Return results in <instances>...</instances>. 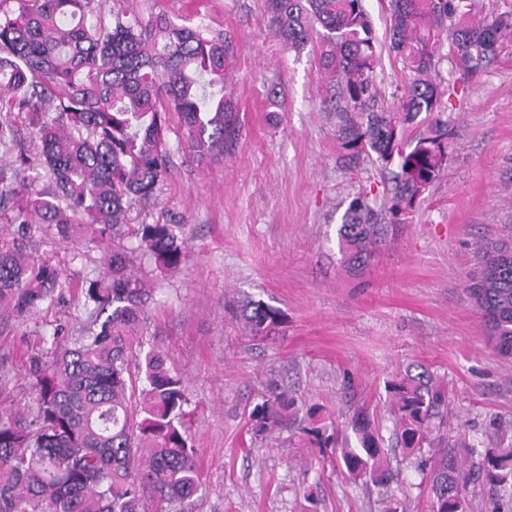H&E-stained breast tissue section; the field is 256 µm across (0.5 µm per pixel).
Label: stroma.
Segmentation results:
<instances>
[{"mask_svg": "<svg viewBox=\"0 0 512 512\" xmlns=\"http://www.w3.org/2000/svg\"><path fill=\"white\" fill-rule=\"evenodd\" d=\"M103 14L127 10L223 33L232 43L242 139L236 154L199 160L185 150L178 118L168 133L173 167L154 205H133L131 224H184L185 260L172 272L141 271L156 288L146 333L183 376L194 413L193 444L205 487L192 512H382L379 487H363L290 442L291 428L251 443L247 416L274 380L345 425L367 403L393 446L385 381L423 363L448 383V432L479 438L512 423V363L491 350L464 291L481 243L512 225V44L465 85L448 109L454 136L448 168L416 202L401 236L361 275L340 262L337 230L350 200L383 203L378 163L341 166L334 120L313 47L284 48L263 0H95ZM382 47L377 84L404 78L390 53L386 0H365ZM277 96H269V87ZM34 253L79 285L106 266L94 245L77 257L47 227ZM251 298L280 309L285 333L257 347L227 304ZM72 296L40 309L20 328H0V361L13 408L31 403L30 357L57 324L76 329ZM318 494L317 503L304 497ZM398 512H429L427 474L402 468L390 482Z\"/></svg>", "mask_w": 512, "mask_h": 512, "instance_id": "stroma-1", "label": "stroma"}]
</instances>
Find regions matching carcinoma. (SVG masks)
Listing matches in <instances>:
<instances>
[{"label": "carcinoma", "mask_w": 512, "mask_h": 512, "mask_svg": "<svg viewBox=\"0 0 512 512\" xmlns=\"http://www.w3.org/2000/svg\"><path fill=\"white\" fill-rule=\"evenodd\" d=\"M0 9V211L12 232L0 234V321L24 323L59 298L62 272L30 248L31 226L44 224L59 242L108 249L122 236L131 204L156 199L172 156L169 115L200 159L232 156L242 138L236 90L225 80L233 47L221 34L161 18L108 21L91 0H13ZM273 37L299 51L317 40L325 102L336 117L340 160L373 157L388 171L386 203L351 202L338 248L348 271L365 272L379 245L399 231L402 216L447 169L443 98L457 93L439 76L440 50L465 83L493 62L512 37V14L474 13L472 0H387L390 49L406 80L394 109L374 81L377 38L364 0H265ZM25 115L38 164L50 187L20 184L32 165L18 147ZM182 224H140L136 245L112 250L106 271L85 280L75 307L82 327L60 346L42 337L30 358L33 406L0 409V512H186L202 488L190 434L183 378L165 366L143 334L152 289L133 265L155 269L183 259ZM465 292L480 314L493 353L512 361V237L479 251ZM250 342L283 332L281 310L261 301L231 304ZM392 437L424 471L434 449L430 512H469L468 486L482 477L512 478V448L478 450L466 433L449 442L448 386L418 365L385 381ZM304 416H299L300 411ZM298 425L303 448H334L352 480L381 486L390 470L383 437L369 410L355 409L340 430L323 408L297 405L271 382L248 415L251 438Z\"/></svg>", "instance_id": "1"}]
</instances>
